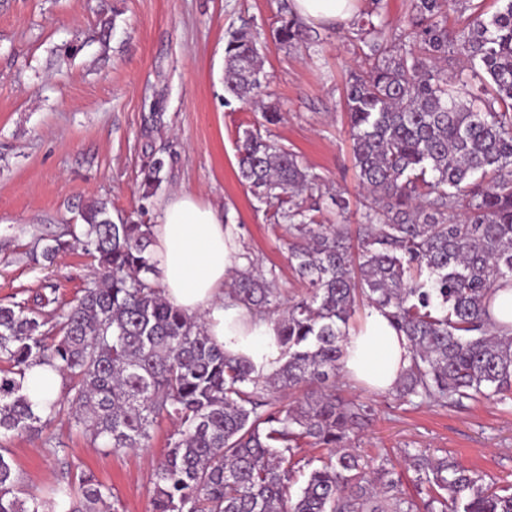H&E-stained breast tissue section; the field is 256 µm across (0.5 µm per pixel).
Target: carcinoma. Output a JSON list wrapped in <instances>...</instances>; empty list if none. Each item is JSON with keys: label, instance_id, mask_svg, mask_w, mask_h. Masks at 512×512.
Segmentation results:
<instances>
[{"label": "carcinoma", "instance_id": "1", "mask_svg": "<svg viewBox=\"0 0 512 512\" xmlns=\"http://www.w3.org/2000/svg\"><path fill=\"white\" fill-rule=\"evenodd\" d=\"M472 0H410L407 20L380 7L361 20L372 61L350 76L345 108L353 165L364 194L331 196L336 223L306 204L321 177L256 128L238 133L241 181L260 202L279 200L289 262L306 294L288 301L278 275L236 271L224 293L253 315L276 317L281 365L266 373L208 336L201 317L163 295L152 225L140 216L165 180L164 154L141 168L133 216L112 219L104 202L81 211L41 245V257L78 245L97 262L83 294L49 323L38 311L0 305V512H107L110 489L91 475L18 496L21 475L1 441L41 432L68 408L94 444L113 454L148 447L161 417L180 423L152 474V512H512V484L494 486L448 457L404 449L403 474L348 450L371 405L338 395L356 307L385 313L410 343L411 365L392 388L406 401L448 409L512 401V327L490 313L512 283V0L493 13ZM468 12L448 29V12ZM275 38L300 44L306 26L289 13ZM453 53L465 65L439 66ZM261 60L245 21L224 48V92H261ZM47 365L66 389L42 416L26 392L30 368ZM317 386L316 397L281 403L280 390ZM326 448L302 454L300 442ZM305 477L291 492L296 475Z\"/></svg>", "mask_w": 512, "mask_h": 512}]
</instances>
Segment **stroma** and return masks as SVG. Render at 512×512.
<instances>
[{
    "label": "stroma",
    "instance_id": "1",
    "mask_svg": "<svg viewBox=\"0 0 512 512\" xmlns=\"http://www.w3.org/2000/svg\"><path fill=\"white\" fill-rule=\"evenodd\" d=\"M252 20L268 99L282 118L269 131L323 178L322 192L358 198L345 112L350 73L362 71L356 23L318 29L307 47L274 38L279 0H0V304L53 318L41 296L67 305L94 266L81 248L47 263L37 238L107 201L113 216L141 204L140 170L151 150L169 162L160 193L194 194L230 214L245 254L276 268L287 298L303 287L288 260V235L237 178L238 130L261 120L253 103L224 99V44ZM342 397L369 396L374 412L351 438L356 453L403 471L402 451L448 456L485 483L512 482V402L461 409L409 404L342 379ZM176 424L159 419L149 447L115 455L93 445L68 416L6 446L26 493L62 476L91 474L111 487L110 512H151V474ZM56 435L59 447L44 445Z\"/></svg>",
    "mask_w": 512,
    "mask_h": 512
}]
</instances>
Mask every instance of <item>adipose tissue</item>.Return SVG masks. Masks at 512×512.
<instances>
[{
  "mask_svg": "<svg viewBox=\"0 0 512 512\" xmlns=\"http://www.w3.org/2000/svg\"><path fill=\"white\" fill-rule=\"evenodd\" d=\"M289 7L307 26L345 25L356 17L358 0H290ZM153 232V257L167 301L201 315L208 335L226 351L273 372L274 321L248 315L224 293L225 282L244 259L222 212L184 193L161 205ZM345 352L347 375L383 391L396 385L410 363L406 337L377 310L348 337Z\"/></svg>",
  "mask_w": 512,
  "mask_h": 512,
  "instance_id": "1",
  "label": "adipose tissue"
}]
</instances>
